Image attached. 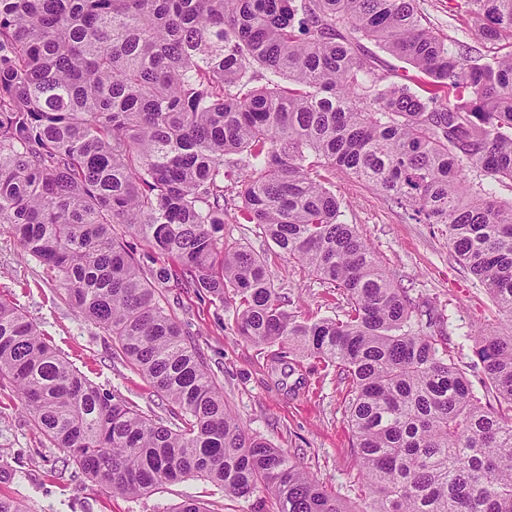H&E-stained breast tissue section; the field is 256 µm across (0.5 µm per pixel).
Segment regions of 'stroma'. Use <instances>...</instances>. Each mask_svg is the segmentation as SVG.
I'll use <instances>...</instances> for the list:
<instances>
[{
	"instance_id": "35a3bbf8",
	"label": "stroma",
	"mask_w": 512,
	"mask_h": 512,
	"mask_svg": "<svg viewBox=\"0 0 512 512\" xmlns=\"http://www.w3.org/2000/svg\"><path fill=\"white\" fill-rule=\"evenodd\" d=\"M425 23L444 39L500 53L501 45L481 36V22L455 0H419ZM342 204L345 223L356 225L379 260L416 301L444 321L435 330L439 346L477 380L471 331L495 330L500 317L484 287L454 259L440 226L407 220L371 185L336 168L324 174ZM224 234L264 258L276 287L291 300L301 321L337 317L346 297L294 261L255 225L238 220L240 190H224ZM168 300L182 328L197 344L223 392L224 402L246 430L295 458L320 484L356 510L363 501L354 438L345 420L350 388L335 364L283 355L280 345H253L238 336L232 308L190 288H169ZM0 298L19 306L52 345L94 385L136 405L152 418L171 422V405L125 359L113 356L112 338L68 303L54 275L22 252L8 227H0ZM65 452L36 429L20 395L0 385V464L16 470L0 480V494L26 498L30 512H49L68 503L74 512H174L194 499L207 512H253V499L225 497L209 481L188 477L132 498L90 483Z\"/></svg>"
}]
</instances>
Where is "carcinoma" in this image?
Segmentation results:
<instances>
[{
  "label": "carcinoma",
  "instance_id": "carcinoma-1",
  "mask_svg": "<svg viewBox=\"0 0 512 512\" xmlns=\"http://www.w3.org/2000/svg\"><path fill=\"white\" fill-rule=\"evenodd\" d=\"M462 2L511 50L448 46L418 0H0V224L176 409L172 428L102 391L0 299V380L91 482L140 497L198 477L276 512H355L227 408L174 286L234 306L254 345L346 373L363 512H512V207L469 179L512 180V0ZM363 39L431 89L385 82ZM329 167L443 226L485 286L508 327L474 336L483 394L340 219ZM226 180L246 223L346 295L344 318L288 313L224 237Z\"/></svg>",
  "mask_w": 512,
  "mask_h": 512
}]
</instances>
